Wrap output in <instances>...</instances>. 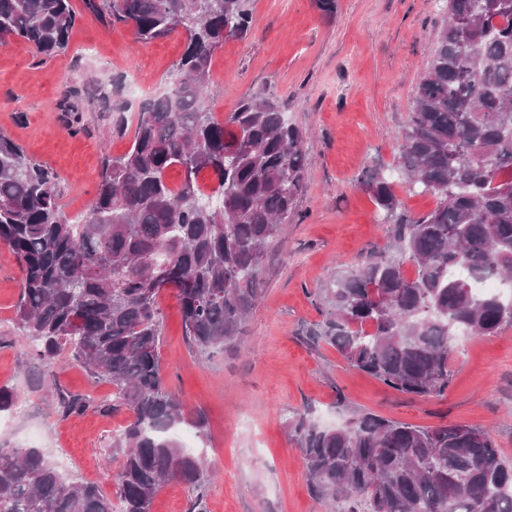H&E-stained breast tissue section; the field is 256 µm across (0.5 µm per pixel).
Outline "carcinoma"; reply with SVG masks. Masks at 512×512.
Listing matches in <instances>:
<instances>
[{"label":"carcinoma","mask_w":512,"mask_h":512,"mask_svg":"<svg viewBox=\"0 0 512 512\" xmlns=\"http://www.w3.org/2000/svg\"><path fill=\"white\" fill-rule=\"evenodd\" d=\"M250 2L83 0L142 41L185 35L169 89L141 105L130 148L103 157L83 221L64 215L57 174L0 135V243L21 272L18 328L47 368L63 358L111 384L112 405L100 409L129 413L112 436L116 500L67 480L38 448H0V512H151L171 479L188 488L187 512H207L210 473L178 436L203 422L161 368L158 297L176 292L194 352L223 350L261 297L262 263L305 180V133L274 95L241 98L222 122L206 102L214 52L246 34ZM77 20L71 0H0V45L19 38L56 55ZM78 97L72 89L62 104L71 125ZM398 159L408 190L436 196V207L413 216L387 177H366L390 250L316 289L323 320L310 336L396 392L442 398L455 333L512 325V301L474 291L487 278L512 285V0H446ZM207 172L216 185L204 192ZM56 392L65 416L93 406ZM288 431L311 497L336 512H512V461L484 429L360 410L323 427L304 409Z\"/></svg>","instance_id":"obj_1"}]
</instances>
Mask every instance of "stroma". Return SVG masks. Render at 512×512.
I'll return each mask as SVG.
<instances>
[{"label": "stroma", "instance_id": "35a3bbf8", "mask_svg": "<svg viewBox=\"0 0 512 512\" xmlns=\"http://www.w3.org/2000/svg\"><path fill=\"white\" fill-rule=\"evenodd\" d=\"M71 3L79 19L65 51L42 61L24 41L0 46V133L58 175L60 203L76 220L91 207L103 156L130 147L140 104L166 88L185 38L176 32L143 43L131 28L85 13L82 0ZM439 22L438 0H336L331 22L315 0H252L247 34L214 53L212 111L223 117L244 96L275 94L306 134L307 177L262 264V295L224 351L203 358L189 350L174 291L158 297L163 372L186 409L205 418L200 454L215 474L207 512H329L310 496L302 453L288 433L289 417L307 407L327 425L363 409L416 425L486 429L512 459V326L458 337L442 398L398 393L308 337L322 320L314 290L390 244L365 175L386 172L412 215L436 205L433 195L399 183L397 136ZM82 86L109 93L123 115L87 107L80 131L71 130L61 105ZM19 277L0 243V386L17 397L15 409L0 413V446L41 449L66 478L113 496L116 468L107 459L128 414L61 415L44 365L13 321Z\"/></svg>", "mask_w": 512, "mask_h": 512}]
</instances>
